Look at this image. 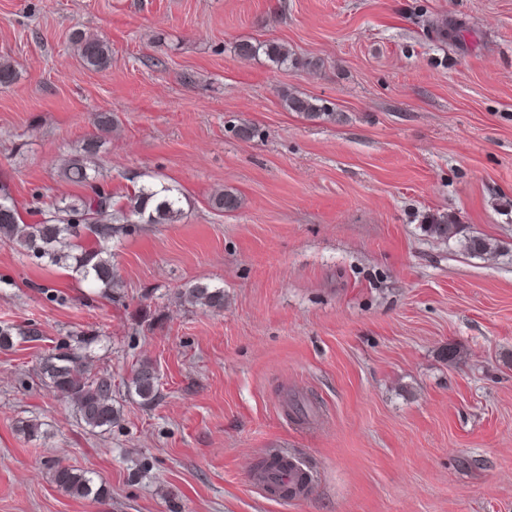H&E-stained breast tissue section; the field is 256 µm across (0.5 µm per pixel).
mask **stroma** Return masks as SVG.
<instances>
[{"label":"stroma","mask_w":512,"mask_h":512,"mask_svg":"<svg viewBox=\"0 0 512 512\" xmlns=\"http://www.w3.org/2000/svg\"><path fill=\"white\" fill-rule=\"evenodd\" d=\"M79 31L110 43L105 69ZM243 40L298 62L240 57ZM3 59L0 186L19 207L85 194L61 170L109 112L114 201L173 183L184 215L112 239L108 299L0 244V512H512V0H0ZM221 189L237 211L211 209ZM433 215L457 235L426 233ZM198 281L223 310L182 298ZM83 336L120 410L103 432L36 374ZM144 359L148 407L126 388ZM295 397L316 414L285 416ZM274 449L307 494L253 482ZM58 466L107 499L58 490ZM74 43L80 60L87 68L100 70L108 66L111 48L106 40L97 35L78 32ZM283 102L285 107L291 112H298L308 118H320L327 117L332 118L333 112H324L325 108L317 107L312 103V99L309 97H303L292 94H284ZM323 111V112H322ZM159 371L152 360L144 359L134 368L126 387L128 393L135 394L141 405H152L158 396ZM53 481L62 492L84 499H105L108 490L94 473L66 466L55 467Z\"/></svg>","instance_id":"stroma-1"}]
</instances>
